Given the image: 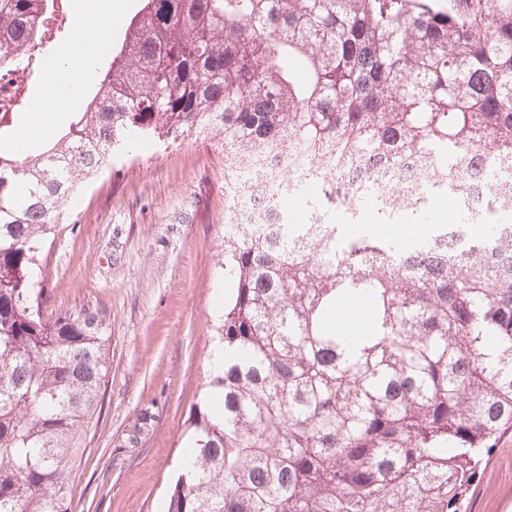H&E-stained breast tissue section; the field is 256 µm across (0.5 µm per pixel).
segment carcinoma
<instances>
[{
    "mask_svg": "<svg viewBox=\"0 0 512 512\" xmlns=\"http://www.w3.org/2000/svg\"><path fill=\"white\" fill-rule=\"evenodd\" d=\"M38 0H0V79L32 78L48 30ZM0 99V512H73L81 429L101 401V309L42 314L44 246L66 203L112 156L145 140L217 137L226 183L252 199L266 163L315 199L355 162L428 167L380 212L428 223L406 199L464 197L470 167L495 191L460 206L476 249L452 256L446 224L398 243L288 222L279 243L228 224L224 296L211 320L224 366L184 421L166 512H461L481 456L512 428V0H140L98 67L94 93L48 142L14 139ZM364 300L361 335L336 313Z\"/></svg>",
    "mask_w": 512,
    "mask_h": 512,
    "instance_id": "carcinoma-1",
    "label": "carcinoma"
}]
</instances>
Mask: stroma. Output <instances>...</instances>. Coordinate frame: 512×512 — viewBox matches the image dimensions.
Wrapping results in <instances>:
<instances>
[{
	"label": "stroma",
	"mask_w": 512,
	"mask_h": 512,
	"mask_svg": "<svg viewBox=\"0 0 512 512\" xmlns=\"http://www.w3.org/2000/svg\"><path fill=\"white\" fill-rule=\"evenodd\" d=\"M70 49L62 39L51 53L67 66L64 92L52 95L48 80H37L24 115L40 113L52 97L55 124L84 108L87 79L67 65ZM225 223L223 148L191 134L116 157L50 237L44 314L96 304L111 325L100 408L81 433L75 512H164L183 422L213 348ZM464 507L512 512V430L483 457Z\"/></svg>",
	"instance_id": "obj_1"
}]
</instances>
